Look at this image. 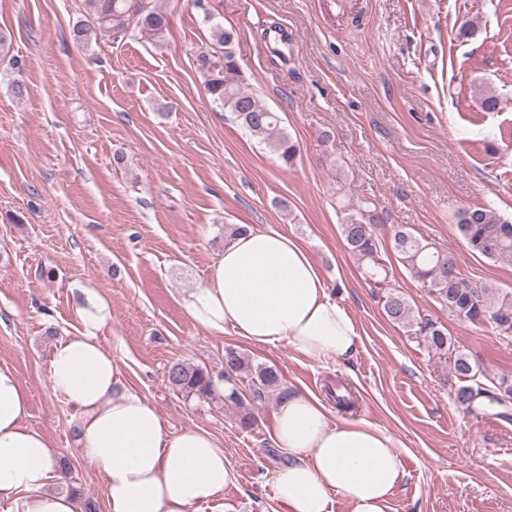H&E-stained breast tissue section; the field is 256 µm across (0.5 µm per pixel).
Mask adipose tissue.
<instances>
[{
    "instance_id": "1",
    "label": "adipose tissue",
    "mask_w": 512,
    "mask_h": 512,
    "mask_svg": "<svg viewBox=\"0 0 512 512\" xmlns=\"http://www.w3.org/2000/svg\"><path fill=\"white\" fill-rule=\"evenodd\" d=\"M183 304L209 333L285 342L319 362L357 349L354 322L305 248L274 229L246 226ZM76 314L82 328L53 346L49 379L79 415L83 456L106 478V512H192L221 494L235 476L218 440L200 429L170 431L122 384L117 358L100 342L110 312L95 289L84 290ZM29 410L14 370L0 366V499L15 512H76L71 497L48 490L58 477L55 451L28 425ZM269 439L287 458L273 481L285 512H328L334 493L349 512H386L405 476L392 435L364 422L331 424L325 405L301 392L281 402Z\"/></svg>"
}]
</instances>
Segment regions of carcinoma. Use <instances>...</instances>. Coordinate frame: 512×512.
Masks as SVG:
<instances>
[{"instance_id": "obj_1", "label": "carcinoma", "mask_w": 512, "mask_h": 512, "mask_svg": "<svg viewBox=\"0 0 512 512\" xmlns=\"http://www.w3.org/2000/svg\"><path fill=\"white\" fill-rule=\"evenodd\" d=\"M103 31L124 32L132 27L154 37L169 27L167 15L150 6L146 0H85ZM232 31L220 24L211 26L213 48L197 56L198 70L204 77L207 92L213 101L245 128L253 137L269 147L287 165L296 159L299 147L281 126L280 116L262 105L242 84L240 70L231 51ZM460 236L471 250L503 265H512V221L496 212L477 208L460 212L456 220ZM382 211L375 206L361 207L346 214L340 225L347 247L365 264L368 277L388 279V270L381 257L382 235L387 233L392 249L403 266L421 284V288L448 315L465 323L492 322L499 335L512 341V291L478 286L448 267V251L422 240L403 227H390ZM383 309L387 318L421 336L435 353L443 356L451 351L448 331L432 319L415 311L408 298L390 285H384ZM450 368L467 385L456 393L457 401L466 410L478 414L485 404L506 407L512 403V380H498L471 362L470 357L454 350ZM224 402L238 407L262 404L271 396L283 400L289 391L283 386L280 371L270 365H253L235 348L224 350ZM168 384L188 397L206 401L215 396V382L206 369L191 363L177 362L167 371Z\"/></svg>"}]
</instances>
